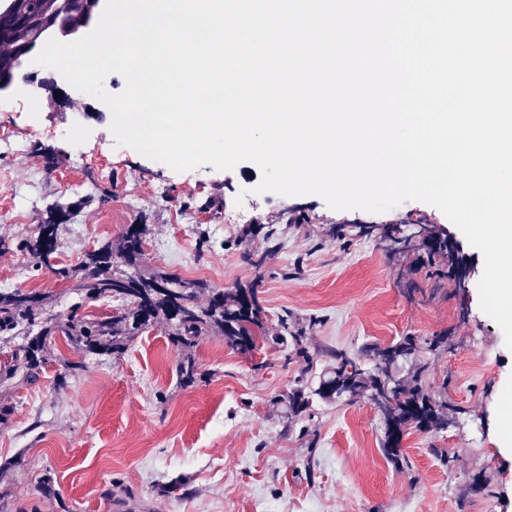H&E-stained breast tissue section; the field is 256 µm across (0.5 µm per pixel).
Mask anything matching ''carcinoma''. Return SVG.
I'll list each match as a JSON object with an SVG mask.
<instances>
[{"label": "carcinoma", "mask_w": 512, "mask_h": 512, "mask_svg": "<svg viewBox=\"0 0 512 512\" xmlns=\"http://www.w3.org/2000/svg\"><path fill=\"white\" fill-rule=\"evenodd\" d=\"M20 9L32 17L46 14L48 0H18ZM0 30L13 32L22 41L33 32L17 26L12 15H0ZM57 210L51 209L36 225L34 235L11 244L0 239V250L15 246L28 255L32 266L41 268L58 246L63 224L56 221ZM145 224H131L120 236L118 248L107 244L86 252L74 266L52 269L56 278L89 300L118 298L125 306L110 315L87 319L76 313L61 318L50 313L49 295L36 289L0 291V335L22 327H35L25 345L14 352L10 361L0 364V385L20 375L37 379L51 356V346L62 337L84 354L119 358L129 343L149 327L158 323L169 329L168 339L176 347L190 350L208 333H218L224 342L242 353L260 348L267 339L264 310L256 288H234L229 291L208 287L202 280H182L156 271L143 274L140 263L144 256ZM388 251L395 255L422 249L429 259L437 257L448 262V270L459 264L448 240L422 231L406 233L398 225L382 231ZM421 343L415 336L380 346L372 344L369 352L372 367H365L359 358L345 351L333 354L335 364L331 375L322 380L315 395L331 399L340 392L348 400L366 399L381 405L380 418L385 427L397 436L385 435L384 454L393 462L401 461V440L412 428H441L448 422V401L427 392L424 378L427 366L421 360ZM409 365V377L396 375L402 365ZM180 383L193 385L198 376L196 361L187 356L178 364ZM309 399L297 387L288 392V413L297 416L307 409Z\"/></svg>", "instance_id": "cac0c4a2"}]
</instances>
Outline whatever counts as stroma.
<instances>
[{
	"label": "stroma",
	"instance_id": "35a3bbf8",
	"mask_svg": "<svg viewBox=\"0 0 512 512\" xmlns=\"http://www.w3.org/2000/svg\"><path fill=\"white\" fill-rule=\"evenodd\" d=\"M0 101V238L34 231L62 204L57 261L117 243L130 224L148 227L143 266L230 290L251 284L269 335L280 317L302 333L300 348L266 345L243 354L223 337L192 349L197 381L179 383L182 352L159 324L120 358H81L57 340L39 379L0 388L12 408L0 423V488L6 512H512V350L480 307L483 256L439 209L408 201L384 212L335 211L315 195L253 193L251 162L231 170L178 172L117 144L109 109L52 86L55 70L29 68ZM361 224H426L453 237L475 269L466 288L431 275L424 253L389 256ZM282 232L268 247L264 228ZM262 259L242 260L244 250ZM52 294V313L94 318L120 308L90 301L25 253L0 251V290ZM412 334L447 336L426 354L427 389L452 409L442 430H410L400 464L381 451L383 423L366 400L313 396L292 418L283 395L313 391L343 350L370 363L369 345ZM85 367L66 384L65 359ZM55 494L44 497L43 480Z\"/></svg>",
	"mask_w": 512,
	"mask_h": 512
}]
</instances>
